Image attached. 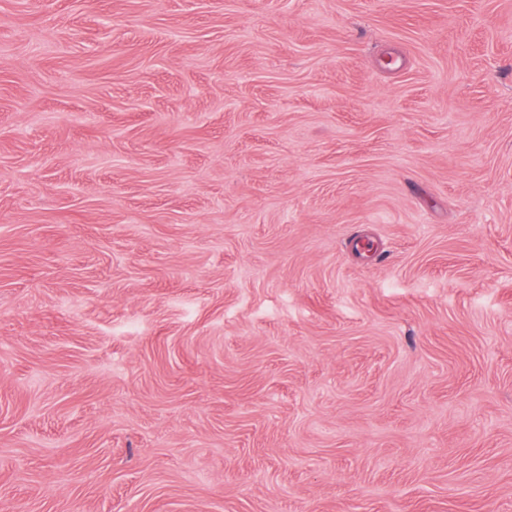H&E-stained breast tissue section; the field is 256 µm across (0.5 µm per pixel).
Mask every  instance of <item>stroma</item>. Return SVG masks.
<instances>
[{"label":"stroma","instance_id":"35a3bbf8","mask_svg":"<svg viewBox=\"0 0 512 512\" xmlns=\"http://www.w3.org/2000/svg\"><path fill=\"white\" fill-rule=\"evenodd\" d=\"M0 512H512V0H0Z\"/></svg>","mask_w":512,"mask_h":512}]
</instances>
